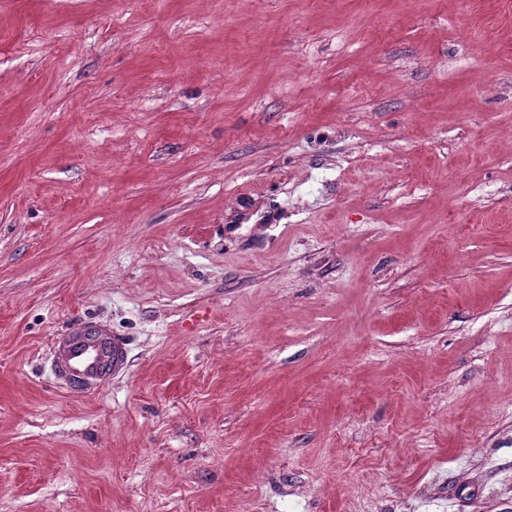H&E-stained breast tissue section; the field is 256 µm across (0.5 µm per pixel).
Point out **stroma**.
<instances>
[{"label":"stroma","instance_id":"stroma-1","mask_svg":"<svg viewBox=\"0 0 512 512\" xmlns=\"http://www.w3.org/2000/svg\"><path fill=\"white\" fill-rule=\"evenodd\" d=\"M0 512H512V0H0ZM53 350L55 377L76 392L105 383L126 361L124 344L104 326L79 325Z\"/></svg>","mask_w":512,"mask_h":512}]
</instances>
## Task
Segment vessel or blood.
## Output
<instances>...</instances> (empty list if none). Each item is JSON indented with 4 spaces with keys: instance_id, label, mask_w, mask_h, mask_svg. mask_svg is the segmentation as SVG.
<instances>
[{
    "instance_id": "vessel-or-blood-1",
    "label": "vessel or blood",
    "mask_w": 512,
    "mask_h": 512,
    "mask_svg": "<svg viewBox=\"0 0 512 512\" xmlns=\"http://www.w3.org/2000/svg\"><path fill=\"white\" fill-rule=\"evenodd\" d=\"M53 350L56 378L77 392L105 383L126 361L123 343L102 326H78Z\"/></svg>"
}]
</instances>
